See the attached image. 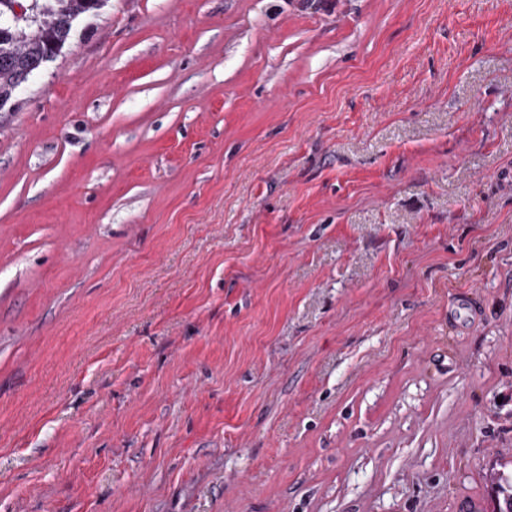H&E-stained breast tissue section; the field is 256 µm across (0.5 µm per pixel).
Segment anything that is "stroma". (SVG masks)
I'll use <instances>...</instances> for the list:
<instances>
[{"label": "stroma", "mask_w": 512, "mask_h": 512, "mask_svg": "<svg viewBox=\"0 0 512 512\" xmlns=\"http://www.w3.org/2000/svg\"><path fill=\"white\" fill-rule=\"evenodd\" d=\"M512 473V0H106L0 111V512H474Z\"/></svg>", "instance_id": "1"}]
</instances>
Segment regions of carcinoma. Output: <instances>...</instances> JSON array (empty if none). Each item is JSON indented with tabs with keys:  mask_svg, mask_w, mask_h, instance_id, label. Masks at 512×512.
Instances as JSON below:
<instances>
[{
	"mask_svg": "<svg viewBox=\"0 0 512 512\" xmlns=\"http://www.w3.org/2000/svg\"><path fill=\"white\" fill-rule=\"evenodd\" d=\"M39 11L29 23L28 3ZM105 0H0V105H9L16 91L62 51L76 22L94 14ZM492 512H512V478L492 476Z\"/></svg>",
	"mask_w": 512,
	"mask_h": 512,
	"instance_id": "cac0c4a2",
	"label": "carcinoma"
}]
</instances>
